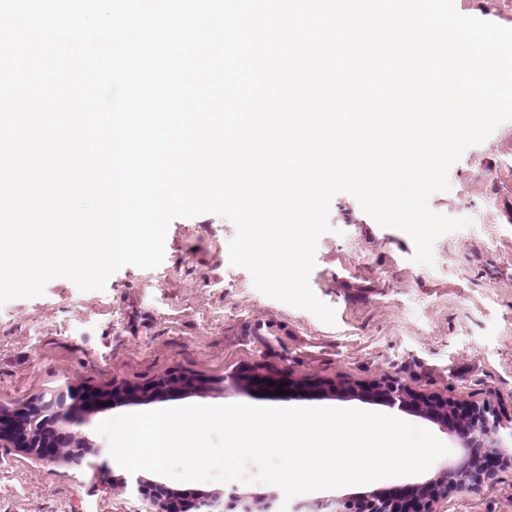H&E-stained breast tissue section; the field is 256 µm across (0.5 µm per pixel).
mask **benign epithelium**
Instances as JSON below:
<instances>
[{"label":"benign epithelium","mask_w":512,"mask_h":512,"mask_svg":"<svg viewBox=\"0 0 512 512\" xmlns=\"http://www.w3.org/2000/svg\"><path fill=\"white\" fill-rule=\"evenodd\" d=\"M376 390L389 404L406 403V389L399 384L385 382ZM124 399L117 390L106 394H57L20 410L0 413V447L11 446L42 459L81 465L94 444L75 430L79 425L75 413L77 402L95 405L100 400L116 403ZM428 415L454 432L465 431L463 455L453 463L437 466L433 477L424 482L430 491L416 496L413 502L402 504L372 491L357 502L355 512H442L448 497L460 492L463 485H480L492 480L489 470L475 466L480 457L486 454L512 464V421L504 427L492 417L489 408L482 407L467 412L469 422L464 427L458 421V407L451 401L430 406ZM136 486L155 512H176L174 494L164 484L139 478ZM278 509L273 496L265 501L247 496L226 501L220 495L206 494L198 498L196 505V512H278Z\"/></svg>","instance_id":"benign-epithelium-1"}]
</instances>
